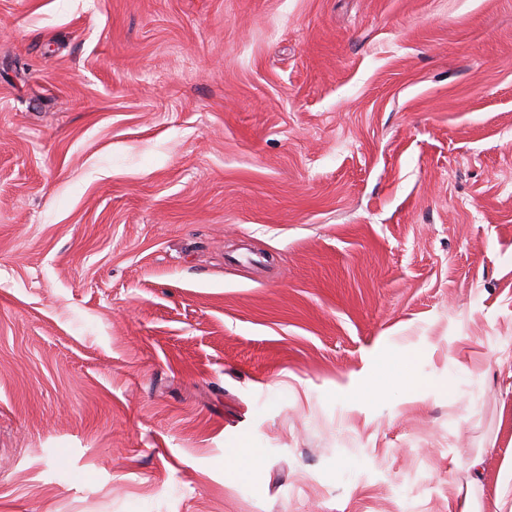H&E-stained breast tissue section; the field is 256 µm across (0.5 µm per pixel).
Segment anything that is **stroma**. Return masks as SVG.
<instances>
[{
  "instance_id": "stroma-1",
  "label": "stroma",
  "mask_w": 512,
  "mask_h": 512,
  "mask_svg": "<svg viewBox=\"0 0 512 512\" xmlns=\"http://www.w3.org/2000/svg\"><path fill=\"white\" fill-rule=\"evenodd\" d=\"M510 464L512 0H0V512Z\"/></svg>"
}]
</instances>
